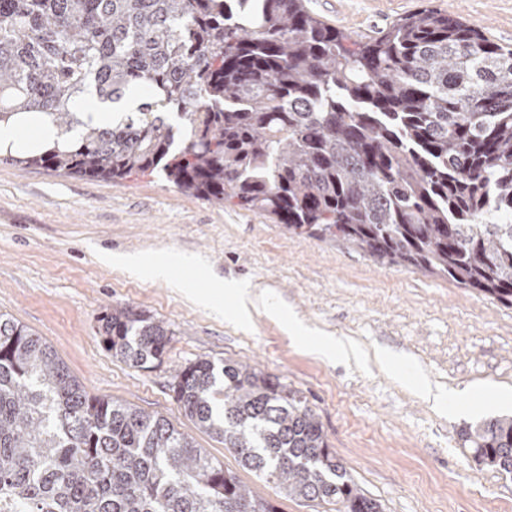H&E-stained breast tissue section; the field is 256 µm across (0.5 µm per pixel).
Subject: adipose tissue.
Returning <instances> with one entry per match:
<instances>
[{"instance_id": "obj_1", "label": "adipose tissue", "mask_w": 512, "mask_h": 512, "mask_svg": "<svg viewBox=\"0 0 512 512\" xmlns=\"http://www.w3.org/2000/svg\"><path fill=\"white\" fill-rule=\"evenodd\" d=\"M59 139L56 126L38 112L22 113L0 122V154L41 153Z\"/></svg>"}]
</instances>
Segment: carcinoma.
I'll use <instances>...</instances> for the list:
<instances>
[{
  "label": "carcinoma",
  "instance_id": "1",
  "mask_svg": "<svg viewBox=\"0 0 512 512\" xmlns=\"http://www.w3.org/2000/svg\"><path fill=\"white\" fill-rule=\"evenodd\" d=\"M151 90L114 125L12 164L91 179L156 169L183 193L448 278L512 306V50L423 8L357 40L304 0H0V121ZM107 348L142 367L170 341L126 308ZM171 390L198 428L284 497L383 512L305 399L237 361H190ZM512 475V416L466 433ZM0 512H280L162 416L93 398L0 313Z\"/></svg>",
  "mask_w": 512,
  "mask_h": 512
}]
</instances>
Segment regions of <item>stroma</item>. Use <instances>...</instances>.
<instances>
[{
    "mask_svg": "<svg viewBox=\"0 0 512 512\" xmlns=\"http://www.w3.org/2000/svg\"><path fill=\"white\" fill-rule=\"evenodd\" d=\"M352 36L372 37L430 7L512 48V0H306ZM171 263L170 281L105 264V255ZM262 293L268 310L233 319L224 298L200 304L213 282ZM171 333L160 362L112 355L100 319L113 307ZM314 335L356 344L361 359L327 358L289 337L275 309ZM0 312L40 336L92 396L170 420L281 512H322L285 498L275 482L195 425L172 377L205 356L258 367L299 391L348 474L384 512H512V478L477 464L461 431L512 414V307L448 279L381 264L328 240L296 236L273 218L182 193L157 172L119 181L0 163ZM424 375L416 392L375 352Z\"/></svg>",
    "mask_w": 512,
    "mask_h": 512,
    "instance_id": "obj_1",
    "label": "stroma"
}]
</instances>
